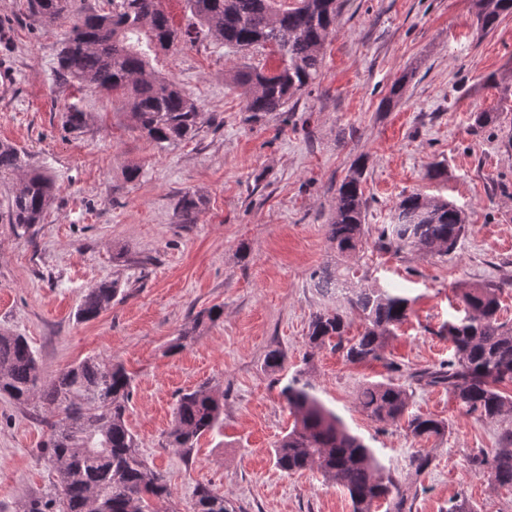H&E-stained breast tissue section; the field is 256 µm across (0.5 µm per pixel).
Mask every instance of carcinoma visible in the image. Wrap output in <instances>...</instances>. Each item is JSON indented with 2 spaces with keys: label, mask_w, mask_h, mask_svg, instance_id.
<instances>
[{
  "label": "carcinoma",
  "mask_w": 512,
  "mask_h": 512,
  "mask_svg": "<svg viewBox=\"0 0 512 512\" xmlns=\"http://www.w3.org/2000/svg\"><path fill=\"white\" fill-rule=\"evenodd\" d=\"M105 13L71 14V0H29L31 20L39 25L65 23L68 31L57 54V72L80 86L123 96L136 129L159 145L195 137L204 112L171 80L156 75L151 61L162 50L194 42L199 31L174 25L164 0H107ZM477 27L494 29L512 14V0H475ZM192 18L236 51L277 47L280 64L271 70L244 65L234 81L246 92L245 110L257 117L284 112L292 95L315 79L325 45L336 33L339 0H185ZM16 177V188L0 218L25 231L42 223L55 184L32 167L27 154L0 141V178ZM366 164L353 160L336 188V205L327 224L328 241L343 253L356 251L368 229L364 193ZM201 198L187 193L177 207L186 222L195 220ZM468 230L454 204L420 192L402 196L391 222L379 229L387 248L446 256ZM314 287L342 299L343 307L313 314L308 332L311 348L334 342L350 363L384 359L395 329L408 316L410 300L374 288L350 271L320 268L311 274ZM499 288L478 284L460 289L464 316L444 326L452 345L448 360L416 374L426 386L448 389L460 409L482 421L512 412V396L500 385L512 383V322L500 317ZM117 288L102 281L87 289L77 309L81 321L106 310ZM362 331L348 336L350 317ZM131 376L110 361L85 359L41 382L36 353L25 337L0 331V395L26 407L38 398L47 406L49 434L41 454L51 465L61 497L34 499L26 512H152V503L169 495L167 483L151 471L126 423ZM295 417L292 429L275 445L276 465L284 472L315 469L349 495L353 512H371L382 500L393 512H410L398 480L380 466L373 450L352 434L324 406L296 371L280 390ZM359 407L379 423H404L415 437L440 435L448 424L409 412L412 393L389 380L369 384L357 396ZM222 396L199 387L181 394L166 445L187 453L203 435L222 423ZM474 470L497 488L512 490V431L502 434L499 448L470 457ZM191 512H235L224 494L207 484L195 488Z\"/></svg>",
  "instance_id": "cac0c4a2"
}]
</instances>
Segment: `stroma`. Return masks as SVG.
Masks as SVG:
<instances>
[{"instance_id":"1","label":"stroma","mask_w":512,"mask_h":512,"mask_svg":"<svg viewBox=\"0 0 512 512\" xmlns=\"http://www.w3.org/2000/svg\"><path fill=\"white\" fill-rule=\"evenodd\" d=\"M63 32L34 24L28 0H0V66L13 74L0 85V140L28 153L57 187L29 235L0 223V329L27 338L46 383L88 357L124 366L133 378L128 426L170 490L158 512H190L200 483L237 512H352L347 493L318 471L288 474L275 464L274 444L294 418L265 365L274 348L287 352L289 370L307 368L323 404L401 483L411 512H448L459 496L476 512H512V491L469 465L472 453L497 448L512 415L477 420L446 389L414 378L447 359L439 331L463 314L459 289L497 283L500 316L512 319V15L484 32L472 0H342L317 78L287 113L257 118L233 71L244 61L273 69L276 56L199 36L153 63L206 116L194 138L171 146L142 136L122 98L57 77ZM403 76L401 98L383 106ZM74 104L87 114L79 131L66 124ZM480 111L500 119L475 127ZM359 157L368 232L342 258L326 224L336 186ZM436 162L447 175L428 179ZM413 191L463 210L468 231L448 256L378 248L379 227ZM187 193L203 201L191 224L176 211ZM335 265L410 299L384 361L351 364L330 344L309 349L311 316L337 306L310 275ZM103 280L116 282L118 295L96 320L79 321L86 289ZM212 308L222 311L214 321ZM389 360L399 372L387 370ZM387 379L447 432L415 437L362 412L359 390ZM200 386L223 394V425L190 453L165 446L179 395ZM45 438L38 409L0 397V512L55 494L40 455ZM422 449L432 463L418 474L412 458Z\"/></svg>"}]
</instances>
